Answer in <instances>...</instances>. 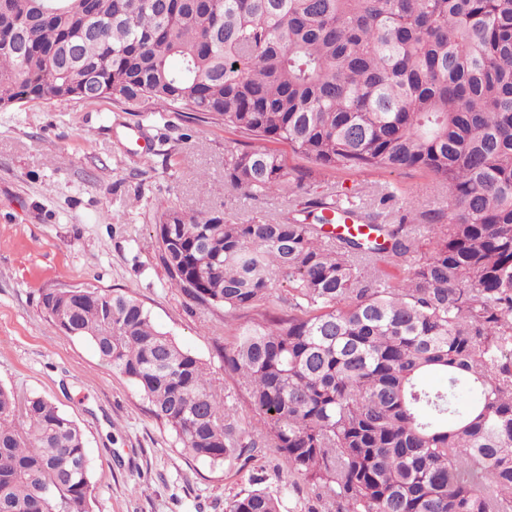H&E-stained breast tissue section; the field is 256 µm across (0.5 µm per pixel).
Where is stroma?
<instances>
[{"label": "stroma", "mask_w": 512, "mask_h": 512, "mask_svg": "<svg viewBox=\"0 0 512 512\" xmlns=\"http://www.w3.org/2000/svg\"><path fill=\"white\" fill-rule=\"evenodd\" d=\"M247 139L197 112H131L108 99L27 102L0 110V386L41 396L85 434L92 512H225L263 489L281 512H337L326 492L292 479L272 448L212 464L182 453L148 402L86 341L44 318L48 288L134 296L152 320L209 369L227 403L254 421L220 350L235 322L172 287L156 238L161 206L186 215L281 220L284 198H244L224 187V156ZM208 184L197 180L199 172ZM317 192L351 190L362 201L396 190L393 209H438L446 192L414 171H315Z\"/></svg>", "instance_id": "obj_1"}]
</instances>
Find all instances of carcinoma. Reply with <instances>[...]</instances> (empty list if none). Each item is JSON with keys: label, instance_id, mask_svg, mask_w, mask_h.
I'll return each instance as SVG.
<instances>
[{"label": "carcinoma", "instance_id": "cac0c4a2", "mask_svg": "<svg viewBox=\"0 0 512 512\" xmlns=\"http://www.w3.org/2000/svg\"><path fill=\"white\" fill-rule=\"evenodd\" d=\"M86 98L202 112L326 171H420L448 208L390 223L343 190L311 196L312 169L256 145L225 156L224 188L288 199L284 221L159 205L186 296L228 317L288 287L283 314L238 324L224 349L260 441L133 296L48 289L54 328L91 343L194 459L270 446L338 512H512V0H0V109ZM338 206L376 239L332 238ZM91 487L80 426L0 387V512H91ZM225 512L281 498L251 490Z\"/></svg>", "mask_w": 512, "mask_h": 512}]
</instances>
